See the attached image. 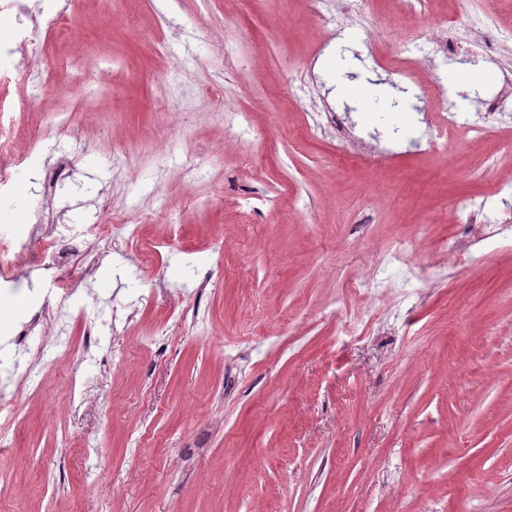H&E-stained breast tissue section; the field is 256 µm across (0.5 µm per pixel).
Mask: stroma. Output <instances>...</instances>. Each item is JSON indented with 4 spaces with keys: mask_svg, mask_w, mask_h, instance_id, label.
<instances>
[{
    "mask_svg": "<svg viewBox=\"0 0 512 512\" xmlns=\"http://www.w3.org/2000/svg\"><path fill=\"white\" fill-rule=\"evenodd\" d=\"M387 2L366 0L358 40L324 49L307 0L241 15L224 0H85L75 30L36 26L32 59L0 61V118L34 164L0 211L75 226L144 214L153 246L75 275L71 335L110 333L21 399L0 512H512V233L478 241L466 207L512 172V123L492 154L451 136L381 165L304 131L307 112L344 102L367 127L406 126L374 51L468 30L485 9L507 30L512 0L411 19ZM60 62L111 67L112 85L90 91ZM503 71L506 32L486 81L458 75L469 111ZM240 104L245 158L224 148ZM65 156L43 191L37 171ZM451 234L470 251L447 257ZM401 240L406 267L376 270ZM53 288L33 267L0 285V336Z\"/></svg>",
    "mask_w": 512,
    "mask_h": 512,
    "instance_id": "stroma-1",
    "label": "stroma"
}]
</instances>
